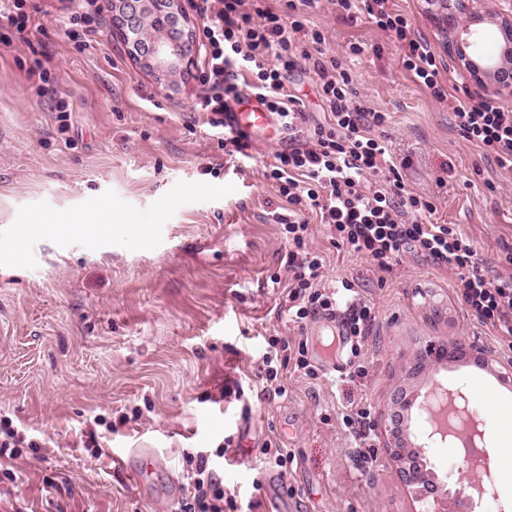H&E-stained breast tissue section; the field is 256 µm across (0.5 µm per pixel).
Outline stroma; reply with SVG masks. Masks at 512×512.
Returning a JSON list of instances; mask_svg holds the SVG:
<instances>
[{
    "mask_svg": "<svg viewBox=\"0 0 512 512\" xmlns=\"http://www.w3.org/2000/svg\"><path fill=\"white\" fill-rule=\"evenodd\" d=\"M182 3L193 62L165 79L129 55L110 0H98L88 35L58 0H26L32 22L21 33L0 17L11 39L0 44V419L39 445L0 458L16 475L0 481V512H176L185 453L212 456L245 438L249 448L224 468L237 512L251 501L260 512H419L386 452L383 419L394 390L423 394L438 382L466 395L482 433L477 449L493 463L495 497L476 500L473 512L512 503V433L500 427L512 416V385L471 363L480 349L512 362V341L468 316L454 276L420 255L382 272L310 224L321 285L354 280L376 324L359 356L342 348L334 371L312 379L290 367L282 393L263 391L266 339L309 341L325 323L289 322L283 287L271 281L288 275V242L272 221L284 203L264 173L288 133L256 139L248 157L225 155L207 113L194 109L204 92L203 19L196 0ZM392 3L430 43L451 95L483 93L449 57L425 0ZM309 21L323 30L326 53L348 65L364 107L386 113L392 150L410 161L403 178L431 198L432 221L469 237L489 274L512 273V170L459 135L368 15L347 23L322 0ZM354 42L362 54L350 55ZM37 61L51 73L41 91L27 78ZM284 77L323 121L312 63L298 61ZM104 202L140 220L145 240L119 228L107 237L78 228L63 241L21 234L34 216L75 219ZM17 238L18 259L7 251ZM456 341L467 365L407 376L418 349ZM356 365L367 375L353 383ZM351 398L371 407L369 441L343 422ZM408 426L437 473L464 457L459 440L429 438L423 418ZM271 441L288 448L287 471L266 464ZM144 452L157 466L141 482Z\"/></svg>",
    "mask_w": 512,
    "mask_h": 512,
    "instance_id": "35a3bbf8",
    "label": "stroma"
}]
</instances>
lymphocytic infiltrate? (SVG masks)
I'll return each instance as SVG.
<instances>
[{"label":"lymphocytic infiltrate","instance_id":"obj_1","mask_svg":"<svg viewBox=\"0 0 512 512\" xmlns=\"http://www.w3.org/2000/svg\"><path fill=\"white\" fill-rule=\"evenodd\" d=\"M319 0H284L272 9L267 0H199L206 14L203 81L208 91L197 111L209 113L208 124L224 125L228 98L250 96L273 112L288 133V146L277 152L266 174L287 203L279 213L290 251L288 285L283 303L289 320L299 323L320 314L340 315L347 334L365 342L376 315L353 283L318 288L323 261L307 248V213H314L332 233V244L390 271L403 254L419 253L437 268L452 272L468 314L499 336L512 338V275L487 278L470 239L453 227L431 220V200L407 189L405 159L391 151L382 129L383 112L369 111L357 98L350 73L322 50L325 37L308 28V14ZM348 21L373 17L391 32L401 49L402 66L440 104L449 105L456 130L464 139L492 153L497 164L512 169V108L486 97L450 99L430 44L418 38L409 18L390 0H333ZM309 59L318 92L327 108L325 122L310 124L302 100L289 93L283 71L297 59ZM266 384L277 381L288 365L306 370L307 343L290 345L277 337L263 355ZM187 487L178 512H235L234 494L224 489L220 465L204 455L188 456Z\"/></svg>","mask_w":512,"mask_h":512}]
</instances>
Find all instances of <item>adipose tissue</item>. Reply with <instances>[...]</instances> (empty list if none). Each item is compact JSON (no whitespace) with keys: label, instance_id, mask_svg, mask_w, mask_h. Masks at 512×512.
Wrapping results in <instances>:
<instances>
[{"label":"adipose tissue","instance_id":"adipose-tissue-1","mask_svg":"<svg viewBox=\"0 0 512 512\" xmlns=\"http://www.w3.org/2000/svg\"><path fill=\"white\" fill-rule=\"evenodd\" d=\"M82 225L94 236L110 234L113 225H123L131 238L139 239L143 236L141 225L128 217L115 214L111 205L103 203L91 212L80 217L78 223H70L52 215H40L25 224L24 234H36L53 238L59 241L65 240L72 232L75 225Z\"/></svg>","mask_w":512,"mask_h":512}]
</instances>
